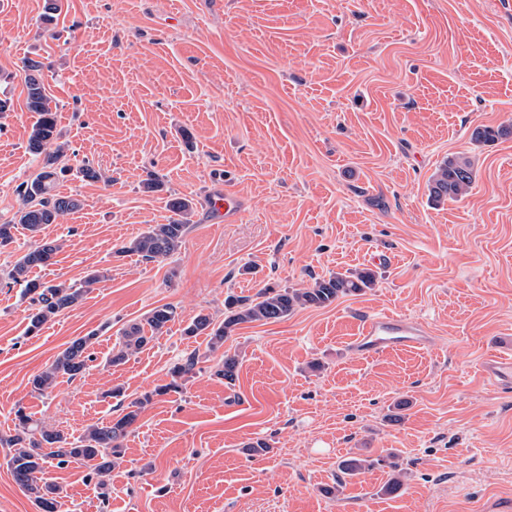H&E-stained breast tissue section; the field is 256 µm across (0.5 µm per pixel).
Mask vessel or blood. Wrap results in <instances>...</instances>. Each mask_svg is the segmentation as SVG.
<instances>
[{"label":"vessel or blood","mask_w":512,"mask_h":512,"mask_svg":"<svg viewBox=\"0 0 512 512\" xmlns=\"http://www.w3.org/2000/svg\"><path fill=\"white\" fill-rule=\"evenodd\" d=\"M213 223H230L238 215V201L230 194L211 198ZM427 343L425 328L390 315L371 314L359 321V330L353 343L354 350L375 356L395 349H416ZM483 371L494 387L512 382V358L494 356L483 364Z\"/></svg>","instance_id":"vessel-or-blood-1"}]
</instances>
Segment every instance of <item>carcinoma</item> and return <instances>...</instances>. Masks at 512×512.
Returning a JSON list of instances; mask_svg holds the SVG:
<instances>
[{
  "mask_svg": "<svg viewBox=\"0 0 512 512\" xmlns=\"http://www.w3.org/2000/svg\"><path fill=\"white\" fill-rule=\"evenodd\" d=\"M26 73V105L37 115L31 127L28 150L42 158L39 172L22 182L18 194L23 207L14 221L0 224V250L15 242L17 226L37 236L44 224H56L68 213L78 210L81 200L72 195L56 191L58 179L57 163L63 156L64 147L58 143L61 137L58 129L57 110L51 106L52 99L46 92L42 80L41 64L32 59L23 61ZM512 133L511 127H477L472 131V140L493 142ZM473 170L468 159L457 156L443 161L432 176L429 193L435 203L454 200L465 194L473 182ZM174 218L167 224H152L138 237L121 246L117 253L135 254L145 262L163 261L179 253L193 213V202L187 197H175L167 201ZM60 251L54 241L37 240L20 255L4 278L5 286L22 285L24 295L30 300L32 313L29 315L28 334L35 336L53 318L78 304L94 285L108 278L107 271L91 272L83 285L77 287L60 282L47 284L30 278L35 267L51 264ZM375 284V277L369 271L335 273L314 281L308 288H272L266 286L254 295L231 296L225 301L224 321L216 323L207 314L199 313L183 329L189 337L203 336L207 349L214 351L240 324L254 322H276L291 315L295 310L306 307H324L341 296L357 294ZM176 311L165 304L151 309L140 322L123 328L118 342L112 350L109 364L120 365L141 353L152 341L168 329V323L175 320ZM95 335L77 337L59 352L44 371L34 375L31 389L38 394L48 392L59 378L73 379L82 374L92 361L89 348ZM202 356L198 350L184 355L171 368L173 379H182L196 370ZM239 360L237 355L224 354L222 366L215 374L227 383L235 381ZM177 387L172 383L157 388L130 402L126 412L106 423L90 426L84 434L70 437L64 432L50 429L44 423L33 419L24 407L15 411L13 433L0 436V445L14 449L9 468L15 483L34 499L40 512H55L57 497L61 488L44 478L46 466L64 468L72 463L81 464L99 478V485L106 487L105 477L123 457V440L136 422L142 407L153 397L163 395Z\"/></svg>",
  "mask_w": 512,
  "mask_h": 512,
  "instance_id": "cac0c4a2",
  "label": "carcinoma"
}]
</instances>
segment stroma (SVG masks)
<instances>
[{
    "instance_id": "35a3bbf8",
    "label": "stroma",
    "mask_w": 512,
    "mask_h": 512,
    "mask_svg": "<svg viewBox=\"0 0 512 512\" xmlns=\"http://www.w3.org/2000/svg\"><path fill=\"white\" fill-rule=\"evenodd\" d=\"M0 0V223L22 206L29 153L24 58L44 64L73 169L59 190L78 211L44 225L59 240L46 283L106 281L26 333L22 286L0 288V436L14 412L75 435L144 393L125 454L99 486L88 468H50L57 512H482L512 496V388L481 365L512 355V0ZM467 157L469 191L429 198L438 166ZM101 180L77 176L82 164ZM156 178L162 191L145 192ZM239 202L210 221L209 199ZM194 212L180 252L144 262L120 248L168 223L169 196ZM373 271L374 287L325 308L237 326L233 383L210 355L162 396L171 367L205 348L184 336L227 295L304 288L332 272ZM168 304L167 332L109 365L120 330ZM422 323V350L368 357L358 320ZM97 332L94 360L47 394L30 379L66 344ZM263 440L269 452L251 458ZM0 447V512H39ZM404 475L392 493L389 457ZM370 466L350 476L344 460ZM238 201L229 193L213 195L211 197V221L214 224L233 222L238 215Z\"/></svg>"
}]
</instances>
